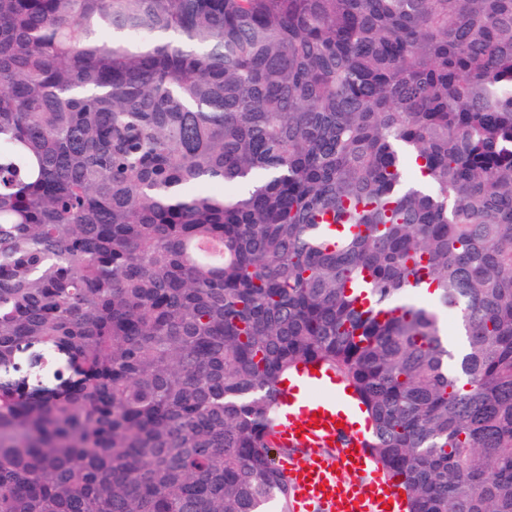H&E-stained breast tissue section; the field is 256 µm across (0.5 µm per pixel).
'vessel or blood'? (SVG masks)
Instances as JSON below:
<instances>
[{"label": "vessel or blood", "mask_w": 512, "mask_h": 512, "mask_svg": "<svg viewBox=\"0 0 512 512\" xmlns=\"http://www.w3.org/2000/svg\"><path fill=\"white\" fill-rule=\"evenodd\" d=\"M277 444L304 449L303 457L284 463L292 512H386L401 499L398 482L354 483L345 471L365 469V433L349 423L335 403L296 398L286 387L274 412Z\"/></svg>", "instance_id": "1"}]
</instances>
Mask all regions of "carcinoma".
I'll return each mask as SVG.
<instances>
[{
	"label": "carcinoma",
	"mask_w": 512,
	"mask_h": 512,
	"mask_svg": "<svg viewBox=\"0 0 512 512\" xmlns=\"http://www.w3.org/2000/svg\"><path fill=\"white\" fill-rule=\"evenodd\" d=\"M309 365L512 512V0H0V512H290Z\"/></svg>",
	"instance_id": "cac0c4a2"
}]
</instances>
